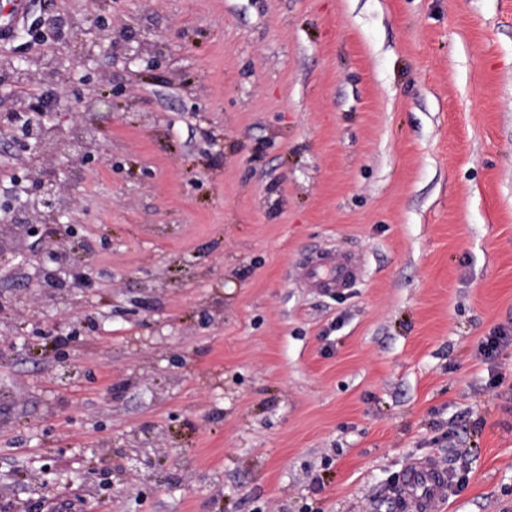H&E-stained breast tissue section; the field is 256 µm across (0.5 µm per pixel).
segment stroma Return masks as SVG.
Instances as JSON below:
<instances>
[{
    "mask_svg": "<svg viewBox=\"0 0 512 512\" xmlns=\"http://www.w3.org/2000/svg\"><path fill=\"white\" fill-rule=\"evenodd\" d=\"M22 58L61 131L0 137V203L106 134L96 288L44 309L0 234V512H397L421 458L512 512V0H31L0 113Z\"/></svg>",
    "mask_w": 512,
    "mask_h": 512,
    "instance_id": "35a3bbf8",
    "label": "stroma"
}]
</instances>
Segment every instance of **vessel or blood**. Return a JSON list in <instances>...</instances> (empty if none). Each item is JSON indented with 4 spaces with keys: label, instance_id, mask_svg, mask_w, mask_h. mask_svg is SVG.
Instances as JSON below:
<instances>
[{
    "label": "vessel or blood",
    "instance_id": "b4317fda",
    "mask_svg": "<svg viewBox=\"0 0 512 512\" xmlns=\"http://www.w3.org/2000/svg\"><path fill=\"white\" fill-rule=\"evenodd\" d=\"M447 487L445 468L430 460L414 463L396 491L399 512H434Z\"/></svg>",
    "mask_w": 512,
    "mask_h": 512
}]
</instances>
